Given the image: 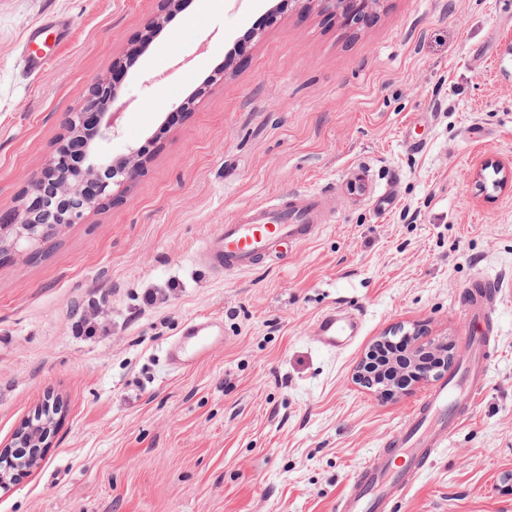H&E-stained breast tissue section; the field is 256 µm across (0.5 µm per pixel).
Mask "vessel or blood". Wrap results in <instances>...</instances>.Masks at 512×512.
I'll list each match as a JSON object with an SVG mask.
<instances>
[{
  "label": "vessel or blood",
  "mask_w": 512,
  "mask_h": 512,
  "mask_svg": "<svg viewBox=\"0 0 512 512\" xmlns=\"http://www.w3.org/2000/svg\"><path fill=\"white\" fill-rule=\"evenodd\" d=\"M68 31L64 19L52 17L28 29L22 53L28 72L43 70L47 61L46 39H63ZM329 216L326 195L314 192L304 206L274 204L252 208L232 223L223 225L206 242L201 260L211 269L235 274L253 269L263 260L277 256L284 245L304 244L316 238ZM493 283L486 278L472 282L467 302L474 315L490 314L494 305ZM362 317L337 312L322 314L316 322V342L326 353L349 347L358 337ZM216 321L192 322L183 336L171 345L168 357L178 370L193 367L211 344L221 342ZM495 354L491 337L479 342V357L463 372L449 373L447 382L433 388L413 409L401 427L393 431L382 449L356 472L339 512H383L405 492L407 474L429 466L437 448L445 446L455 424L458 403H470L486 381L487 363Z\"/></svg>",
  "instance_id": "vessel-or-blood-1"
}]
</instances>
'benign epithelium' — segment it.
I'll return each instance as SVG.
<instances>
[{"instance_id": "obj_1", "label": "benign epithelium", "mask_w": 512, "mask_h": 512, "mask_svg": "<svg viewBox=\"0 0 512 512\" xmlns=\"http://www.w3.org/2000/svg\"><path fill=\"white\" fill-rule=\"evenodd\" d=\"M331 7L336 16L349 22L359 18L366 10L381 0H321ZM126 107L120 101L119 91L112 80L107 79L93 85L82 105L67 113L63 126L68 139L80 138L84 148L80 161L72 162L67 151L56 152L44 167L32 177L24 192L22 211L0 214V252L14 248L21 240L32 246L46 248L64 224L80 220L84 212L99 205L103 197L114 191H123L138 176L137 158L141 151L131 148L128 154L114 160L102 144L112 141L117 133V119ZM88 172L98 181L97 194L86 196L81 190L80 173ZM406 356L410 363L420 361V353L434 351L440 360L433 373H417L414 382L441 378L448 373L455 360L461 357L460 350L448 347V338L408 336ZM368 358H363L354 373L359 383L370 385L383 396H393L402 389L392 386L384 377L383 369L366 371ZM59 400L43 403L34 416L16 433L10 443L0 447V487L12 481L14 472L37 468L46 448L50 447L55 434L56 415L61 412Z\"/></svg>"}]
</instances>
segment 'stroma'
<instances>
[{"label":"stroma","mask_w":512,"mask_h":512,"mask_svg":"<svg viewBox=\"0 0 512 512\" xmlns=\"http://www.w3.org/2000/svg\"><path fill=\"white\" fill-rule=\"evenodd\" d=\"M277 2L0 0V211L136 49L105 148L144 160L40 259L22 242L0 257V445L63 403L0 512H337L431 388L386 400L355 384L370 344L399 328L461 345L485 327L484 390L391 512H512V187L476 176L512 169V0H382L356 24ZM52 15L69 38L30 75L22 35ZM315 190L334 208L313 241L247 273L199 262L225 223ZM480 277L499 285L485 324L466 312ZM331 310L364 321L336 355L315 341ZM194 319L224 340L180 371L167 349Z\"/></svg>","instance_id":"obj_1"}]
</instances>
